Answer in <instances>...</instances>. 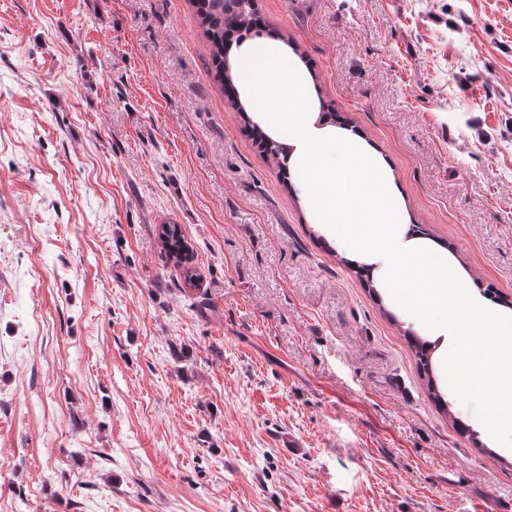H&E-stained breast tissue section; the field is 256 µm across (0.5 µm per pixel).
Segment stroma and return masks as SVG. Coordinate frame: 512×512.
Segmentation results:
<instances>
[{"label": "stroma", "mask_w": 512, "mask_h": 512, "mask_svg": "<svg viewBox=\"0 0 512 512\" xmlns=\"http://www.w3.org/2000/svg\"><path fill=\"white\" fill-rule=\"evenodd\" d=\"M255 5L404 222L512 302V0ZM208 69L190 0H0V512H512V450L435 405L428 330ZM243 117L245 122L247 121V129L253 140L255 141V144L257 147L261 150V152L266 154H271L273 156L276 155H282L283 161L280 164V178L282 180V183L288 188V180H289V174H288V166L284 162L285 159V150L284 147L281 146L279 143H277L275 140H273L271 137L266 135V133L257 125H250L249 121L247 120V117L243 113ZM170 225L169 231L165 230V226ZM158 238L162 245V249L168 255L170 259L175 262L177 267L183 268L186 276L185 279L188 281L193 280L196 274L193 273L191 267L188 265L189 261L188 253L192 255L193 251L184 239L181 227L177 224H162L159 227Z\"/></svg>", "instance_id": "35a3bbf8"}]
</instances>
